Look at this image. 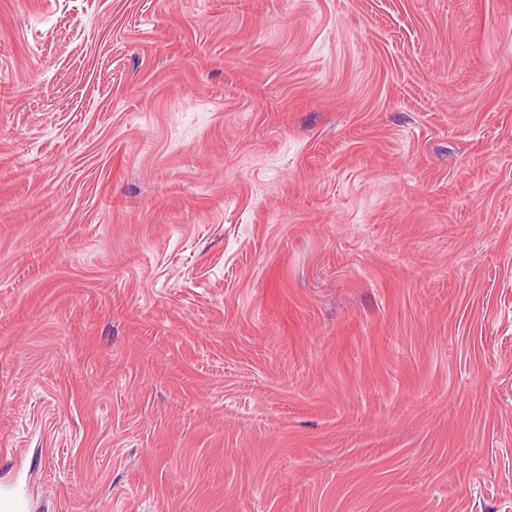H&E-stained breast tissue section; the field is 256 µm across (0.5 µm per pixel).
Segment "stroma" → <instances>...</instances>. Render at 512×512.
I'll use <instances>...</instances> for the list:
<instances>
[{"mask_svg":"<svg viewBox=\"0 0 512 512\" xmlns=\"http://www.w3.org/2000/svg\"><path fill=\"white\" fill-rule=\"evenodd\" d=\"M0 512H512V0H0Z\"/></svg>","mask_w":512,"mask_h":512,"instance_id":"1","label":"stroma"}]
</instances>
